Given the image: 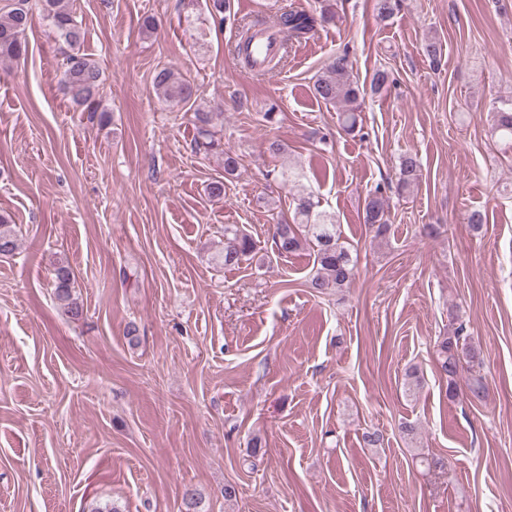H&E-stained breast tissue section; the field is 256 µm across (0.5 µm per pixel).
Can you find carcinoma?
Instances as JSON below:
<instances>
[{
  "instance_id": "cac0c4a2",
  "label": "carcinoma",
  "mask_w": 512,
  "mask_h": 512,
  "mask_svg": "<svg viewBox=\"0 0 512 512\" xmlns=\"http://www.w3.org/2000/svg\"><path fill=\"white\" fill-rule=\"evenodd\" d=\"M29 0H14L7 14L0 19V59L20 62L26 59L28 46L25 33L31 28L33 14ZM42 10L58 40L67 46L61 71V84L71 100L86 105L94 99L102 84V73L95 61L80 51L84 40L82 24L65 0H42ZM335 12L329 8L319 14L304 10L285 9L277 19V36L272 42L286 51L293 42L315 29L316 26L333 20ZM154 89L158 98L167 103H186L195 94L194 87L180 72L170 68L158 71L154 76ZM318 98L326 103L341 105L339 121L344 132L351 134L358 127L359 112L364 89L352 76V62L348 54L337 55L324 75L314 83ZM213 114L195 113L198 138L195 149L210 153L221 147L213 127ZM492 132L505 146L512 149V98L502 99L491 116ZM422 178L417 158L411 154L402 157L399 167L398 188L406 191L419 185ZM388 201L382 191L369 193L362 210L363 223L382 235L387 229ZM296 223L286 222L272 225V243L280 256L292 255L312 243L316 247V269L307 286L315 293L326 288H344L356 275V265L349 249L340 241L338 224L333 215L314 211L310 198H298L295 209ZM17 248L15 232L7 217L0 215V255H10ZM256 251V242L236 225L224 226V250L221 260L224 266H236ZM55 298L61 308L73 317L81 314L82 308L72 295V272L61 265L54 271ZM439 370L448 376V398H462L471 403L482 402L488 395L484 377L477 373L475 364L480 360V349L472 338L456 329L450 336H440L434 342ZM467 375L466 390L460 391L458 380Z\"/></svg>"
}]
</instances>
